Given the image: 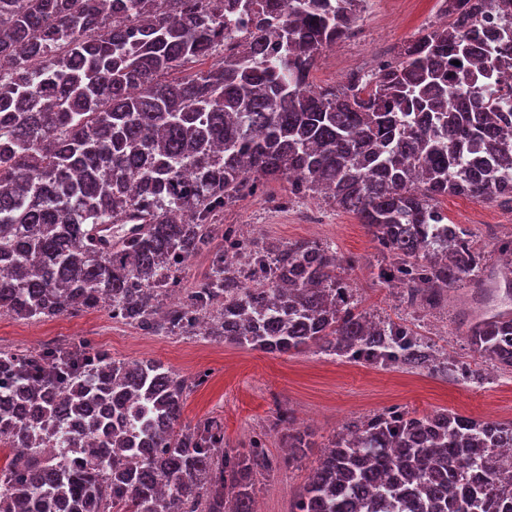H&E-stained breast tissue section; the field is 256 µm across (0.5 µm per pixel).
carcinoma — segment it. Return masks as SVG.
<instances>
[{"label": "carcinoma", "instance_id": "1", "mask_svg": "<svg viewBox=\"0 0 512 512\" xmlns=\"http://www.w3.org/2000/svg\"><path fill=\"white\" fill-rule=\"evenodd\" d=\"M120 1L124 28L112 26ZM238 2L255 23L226 57L224 0H0V314L115 304L146 335L475 379L408 326L358 310L331 247L240 241L217 217L285 180L368 227L377 279L409 305L436 306L465 279L482 290L484 254L457 224L440 235L436 201H512V114L458 78L494 67L478 23L512 0H444L447 23L377 73L318 91V58L349 38L363 0ZM229 248L253 274L224 267ZM204 250L211 272L164 304L177 260ZM468 339L512 368L511 311L472 318ZM207 378L82 344L0 353V512H254L257 479L301 462L309 433L278 409L271 431L288 455L274 458L265 433L230 447L218 416L179 426ZM508 445L512 420L385 409L333 437L292 512H512V478L488 462Z\"/></svg>", "mask_w": 512, "mask_h": 512}]
</instances>
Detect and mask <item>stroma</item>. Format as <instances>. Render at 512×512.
Instances as JSON below:
<instances>
[{
  "label": "stroma",
  "instance_id": "stroma-1",
  "mask_svg": "<svg viewBox=\"0 0 512 512\" xmlns=\"http://www.w3.org/2000/svg\"><path fill=\"white\" fill-rule=\"evenodd\" d=\"M440 0H370L360 20L369 32L365 43L344 41L325 48L313 72L317 84H334L364 65L381 43L398 48L427 27L439 24ZM288 184L270 183L264 195L225 208L228 224H247L254 239L267 243L316 241L332 245L347 259L345 275L359 310L403 322L448 358L470 363L476 380L464 382L433 371L380 370L350 363L315 350L287 356L251 351L196 336H148L129 323H114L107 309L41 320H16L0 314V351L23 352L65 341L90 340L121 360H155L191 376L207 372V382L185 400L181 421L195 424L208 416L224 420L231 446L248 443L273 420L278 408L303 415L300 427L313 446L298 464L272 472L256 484L259 512H291L309 470L345 424L390 407L417 414L447 409L478 420H512V370L483 362L471 348L458 321L465 313L494 308L495 295L475 297L456 287L436 308L413 309L400 289L380 283L373 267L380 254L367 227L355 214L317 198L288 204ZM449 223L462 225L474 246L485 252L488 267H502L498 242L512 239V206L481 202L463 195L440 198ZM324 214L321 225L304 223V211Z\"/></svg>",
  "mask_w": 512,
  "mask_h": 512
}]
</instances>
